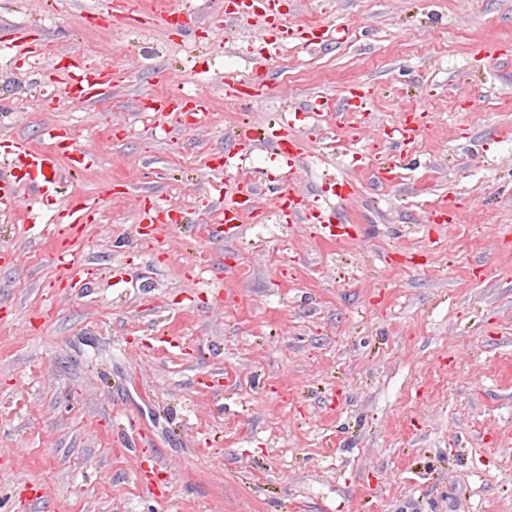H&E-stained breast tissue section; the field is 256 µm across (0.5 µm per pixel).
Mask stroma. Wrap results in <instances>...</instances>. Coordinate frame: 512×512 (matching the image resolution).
<instances>
[{"label":"stroma","mask_w":512,"mask_h":512,"mask_svg":"<svg viewBox=\"0 0 512 512\" xmlns=\"http://www.w3.org/2000/svg\"><path fill=\"white\" fill-rule=\"evenodd\" d=\"M168 9L0 0V156L47 126L95 154L0 211V512H512V0ZM75 54L112 63L83 108ZM280 173L353 234L241 197ZM59 261L63 269V274L69 284L74 289H80L83 287V274L84 269L82 264L72 257L68 251H63L59 256Z\"/></svg>","instance_id":"35a3bbf8"}]
</instances>
